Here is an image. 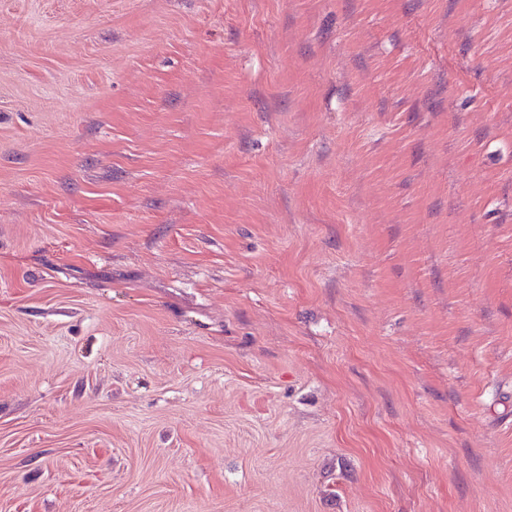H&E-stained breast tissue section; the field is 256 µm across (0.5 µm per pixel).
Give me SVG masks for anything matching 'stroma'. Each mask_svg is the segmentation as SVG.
<instances>
[{"mask_svg":"<svg viewBox=\"0 0 512 512\" xmlns=\"http://www.w3.org/2000/svg\"><path fill=\"white\" fill-rule=\"evenodd\" d=\"M512 0H0V512H512Z\"/></svg>","mask_w":512,"mask_h":512,"instance_id":"1","label":"stroma"}]
</instances>
